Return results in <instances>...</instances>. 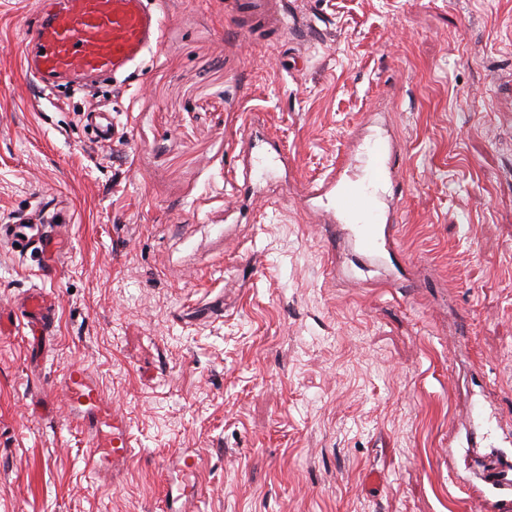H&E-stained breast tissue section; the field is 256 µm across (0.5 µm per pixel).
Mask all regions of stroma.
<instances>
[{"label":"stroma","mask_w":512,"mask_h":512,"mask_svg":"<svg viewBox=\"0 0 512 512\" xmlns=\"http://www.w3.org/2000/svg\"><path fill=\"white\" fill-rule=\"evenodd\" d=\"M225 2L157 0L159 51L49 99L21 54L37 0H0V225L67 217L46 260L0 238V512H167L186 449L197 512H493L465 489L512 457V0H285L281 41L238 37ZM254 121L295 158L268 200L230 185ZM358 131L407 154L389 288L342 279L300 197ZM72 365L134 435L116 478L84 467ZM21 316L28 325L34 326L39 334L42 331L46 333L54 327V310H48L46 300L39 293H33L27 298Z\"/></svg>","instance_id":"1"}]
</instances>
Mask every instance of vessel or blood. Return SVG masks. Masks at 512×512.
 Segmentation results:
<instances>
[{"instance_id": "1", "label": "vessel or blood", "mask_w": 512, "mask_h": 512, "mask_svg": "<svg viewBox=\"0 0 512 512\" xmlns=\"http://www.w3.org/2000/svg\"><path fill=\"white\" fill-rule=\"evenodd\" d=\"M227 12L241 38H278L291 25L283 0H229ZM163 24L153 0H42L36 21L24 43L26 71L44 90L64 84H85L125 74L132 64L160 45ZM251 163L243 174L244 187L266 178L269 166L289 168L294 164L285 146L257 130H250L244 148ZM406 154L392 143L370 142L363 150L359 172L340 161L328 179L306 186L305 202L321 200L336 208L343 228L360 258L386 256L400 261L397 226L384 217L374 193L375 186L394 181L406 185ZM12 236L19 252L30 250L51 255L59 242L44 232L28 235L19 225L2 224L0 234ZM21 316L38 331L54 326V314L41 294H31ZM70 406L85 420L88 446L83 461L88 473L98 476L132 461L134 437L123 416L110 406L90 371L81 366L66 370L62 385ZM182 481L168 502L193 492L192 476L197 458L176 453L170 460ZM485 484L495 492L497 512H512V461L494 458Z\"/></svg>"}]
</instances>
